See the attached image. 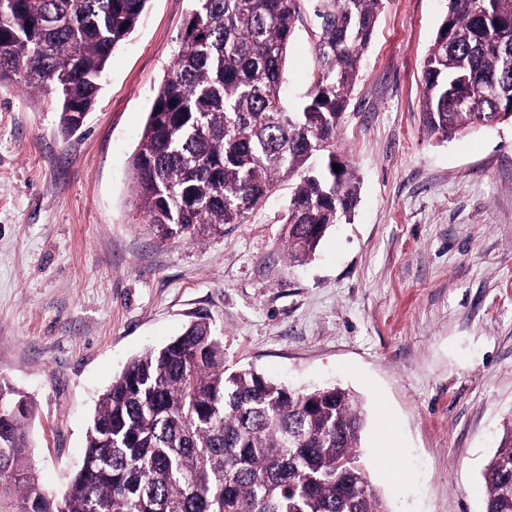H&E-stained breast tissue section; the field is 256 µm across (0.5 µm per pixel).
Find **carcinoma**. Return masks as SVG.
<instances>
[{"instance_id":"carcinoma-1","label":"carcinoma","mask_w":512,"mask_h":512,"mask_svg":"<svg viewBox=\"0 0 512 512\" xmlns=\"http://www.w3.org/2000/svg\"><path fill=\"white\" fill-rule=\"evenodd\" d=\"M192 2L132 157L135 205L162 236L194 239L246 223L293 180L285 243L291 261H304L357 197L336 136L383 0H312L315 67L295 109L284 102V66L301 0ZM147 3L0 0V83L56 93L62 128L74 130ZM488 81L503 95L484 112L511 120L512 0H448L423 61L427 135L475 128L474 112L455 98ZM314 156L325 162L319 170L309 166ZM32 415L27 398L0 380V494H14L11 512H388L360 460L359 397L230 370L204 321L112 381L60 497L35 482ZM481 479L486 512H512L511 422Z\"/></svg>"}]
</instances>
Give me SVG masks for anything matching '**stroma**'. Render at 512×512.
I'll return each instance as SVG.
<instances>
[{
	"label": "stroma",
	"mask_w": 512,
	"mask_h": 512,
	"mask_svg": "<svg viewBox=\"0 0 512 512\" xmlns=\"http://www.w3.org/2000/svg\"><path fill=\"white\" fill-rule=\"evenodd\" d=\"M191 6L149 0L72 135L55 94L0 84V379L33 405L40 485L64 493L112 380L204 317L227 366L361 397L388 512H485L481 471L512 422V121L423 133L447 0H384L338 132L358 201L302 265L284 242L290 183L195 241L158 237L132 204L131 156ZM300 10L291 107L313 69Z\"/></svg>",
	"instance_id": "stroma-1"
}]
</instances>
